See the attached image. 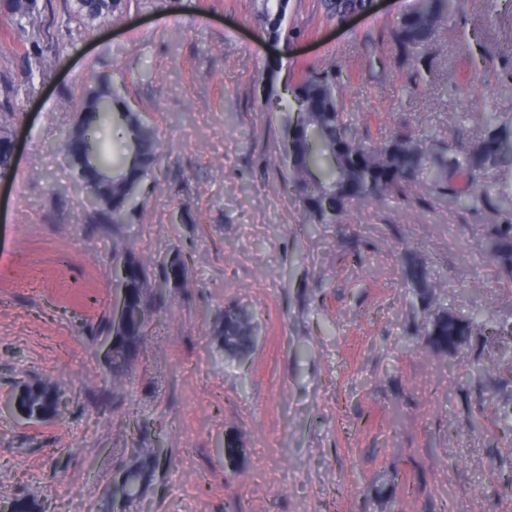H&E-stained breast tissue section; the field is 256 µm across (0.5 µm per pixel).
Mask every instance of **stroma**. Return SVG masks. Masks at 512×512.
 Here are the masks:
<instances>
[{"instance_id":"stroma-1","label":"stroma","mask_w":512,"mask_h":512,"mask_svg":"<svg viewBox=\"0 0 512 512\" xmlns=\"http://www.w3.org/2000/svg\"><path fill=\"white\" fill-rule=\"evenodd\" d=\"M408 4L376 0L339 27L321 0H289L287 44L261 32L263 0H122L93 29L73 0H37L23 34L0 10V101L16 107L0 132L17 143L0 179V398L47 383L61 406L40 422L0 411V500L117 512L113 490L139 466L125 512H512L492 469L512 459L496 421L512 374L477 342L464 363L431 349L404 276L415 258L449 312L512 319L488 242L497 213L418 187L313 223L267 104L336 64L344 117L369 143L469 135L477 112L512 122V53L483 51L512 42L506 0H463L428 67L390 61L382 41ZM104 77L159 142L148 190L117 226L96 221L63 146L81 91ZM118 249L153 278L171 257L189 266L120 371L102 350ZM228 305L256 329L243 359L215 336ZM141 447L167 455L145 463Z\"/></svg>"}]
</instances>
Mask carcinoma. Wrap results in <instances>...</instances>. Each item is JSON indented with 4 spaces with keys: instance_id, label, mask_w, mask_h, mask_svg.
Returning <instances> with one entry per match:
<instances>
[{
    "instance_id": "carcinoma-1",
    "label": "carcinoma",
    "mask_w": 512,
    "mask_h": 512,
    "mask_svg": "<svg viewBox=\"0 0 512 512\" xmlns=\"http://www.w3.org/2000/svg\"><path fill=\"white\" fill-rule=\"evenodd\" d=\"M369 0H325L327 18L340 19L344 10L368 8ZM460 0H412L415 16L409 25L400 17L383 35L396 61L428 64L427 50L437 29L458 11ZM120 0H75L74 13L93 28L112 17ZM11 16L16 31L22 33L33 23L36 0H0ZM288 0H264L258 24L272 38L282 35L280 18ZM342 70L314 67L290 88V94L274 97L272 108L283 115L292 148L284 155L292 185L304 209L316 224H340L347 207L355 201L384 199L405 193L423 184L437 199H462L472 208L482 204L499 208L481 181L491 172L512 167V129L498 123L494 112L477 113L478 132L466 138L454 135L448 143L429 150L409 133H400L375 144H366L343 120L341 101ZM79 118L65 134V152L74 163L77 181L94 199V210L102 224H124L130 216L129 200L144 190L158 164L157 136L153 127L126 102L123 93L106 79L80 94ZM112 132L124 145L117 157L105 153L98 134ZM363 150L365 166H358L353 155ZM492 254L512 277V213L492 225ZM406 276L423 304L436 305L428 274L416 261L407 264ZM129 288L139 301L157 288L146 269L131 280ZM224 348L238 356L248 355L255 342V328L246 313L237 307L224 309V324L218 331ZM426 342L439 352L454 356L472 339L512 343V321L493 313L482 318L461 316L446 310L431 314L424 327ZM59 399L44 386H25L16 395V407L29 421L47 417ZM141 474L134 469L125 476L124 496L117 505L138 493Z\"/></svg>"
}]
</instances>
